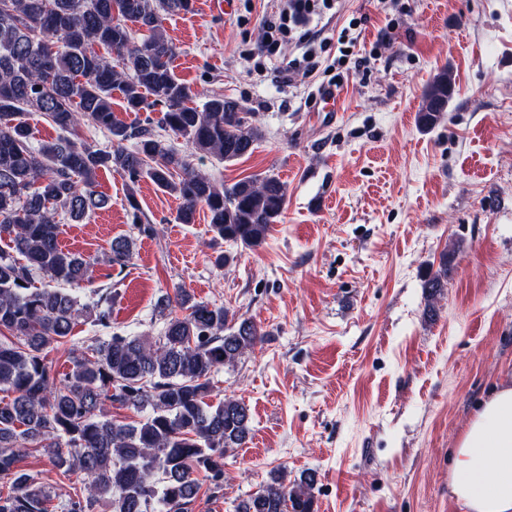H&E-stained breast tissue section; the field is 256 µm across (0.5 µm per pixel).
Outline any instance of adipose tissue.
I'll return each instance as SVG.
<instances>
[{
    "instance_id": "obj_1",
    "label": "adipose tissue",
    "mask_w": 512,
    "mask_h": 512,
    "mask_svg": "<svg viewBox=\"0 0 512 512\" xmlns=\"http://www.w3.org/2000/svg\"><path fill=\"white\" fill-rule=\"evenodd\" d=\"M448 496L461 512H512V377L495 384L458 437Z\"/></svg>"
}]
</instances>
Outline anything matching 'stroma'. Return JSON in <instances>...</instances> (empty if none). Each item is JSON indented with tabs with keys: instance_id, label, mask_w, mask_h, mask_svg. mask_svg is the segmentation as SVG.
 <instances>
[{
	"instance_id": "1",
	"label": "stroma",
	"mask_w": 512,
	"mask_h": 512,
	"mask_svg": "<svg viewBox=\"0 0 512 512\" xmlns=\"http://www.w3.org/2000/svg\"><path fill=\"white\" fill-rule=\"evenodd\" d=\"M275 8L195 0L164 22L195 105L235 99L265 132L232 163L164 135L224 184L266 174L285 183L263 246L214 237L202 211L176 223L177 200L147 180L137 200L153 232L141 233L125 179L105 170L96 191L107 206L62 220L59 242L97 257L81 292L111 289L112 332L158 334L157 301L184 287L266 334L214 378L213 400L243 398L253 431L225 456L223 486L203 483L192 512H234L278 470L316 473L315 512H460L448 498V450L512 369V0H344L320 61L338 57L337 30L368 23L331 107L317 78L283 75L288 42L252 55ZM445 68L448 109L421 129L425 92ZM117 237L134 243L122 269L106 261ZM224 253L233 263L216 266ZM443 257L448 279L432 306L423 279ZM18 466L57 502L84 495V476L40 449Z\"/></svg>"
}]
</instances>
